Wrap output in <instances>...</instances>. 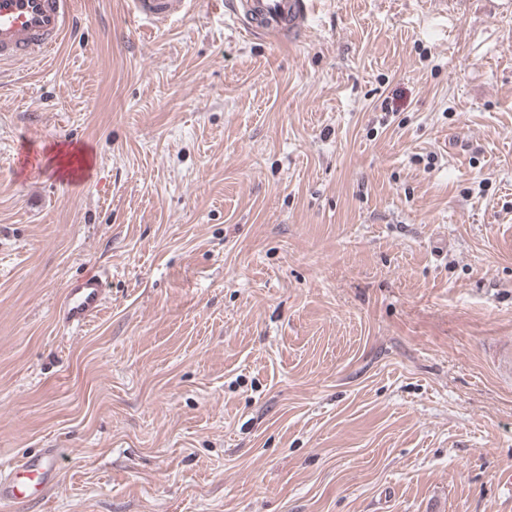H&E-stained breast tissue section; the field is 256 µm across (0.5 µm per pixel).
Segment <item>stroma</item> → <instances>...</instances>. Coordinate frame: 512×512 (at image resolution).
<instances>
[{
    "instance_id": "obj_1",
    "label": "stroma",
    "mask_w": 512,
    "mask_h": 512,
    "mask_svg": "<svg viewBox=\"0 0 512 512\" xmlns=\"http://www.w3.org/2000/svg\"><path fill=\"white\" fill-rule=\"evenodd\" d=\"M77 16L0 78V512H512V0ZM312 0H230L240 28L272 43H299L306 37ZM104 299V280L100 275H86L67 291L60 309L62 320L72 327L84 326L94 317ZM60 449L44 448L26 457L6 474L0 472V502H25L56 482Z\"/></svg>"
}]
</instances>
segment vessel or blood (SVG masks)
<instances>
[{
  "label": "vessel or blood",
  "mask_w": 512,
  "mask_h": 512,
  "mask_svg": "<svg viewBox=\"0 0 512 512\" xmlns=\"http://www.w3.org/2000/svg\"><path fill=\"white\" fill-rule=\"evenodd\" d=\"M134 18L160 28L184 16L192 0H130ZM240 28L272 43H298L308 32L312 0H229ZM74 0H0V65L25 64L51 56L77 29ZM104 299V280L87 275L67 291L60 309L74 327L94 317ZM60 449L46 448L0 475V502H25L51 487Z\"/></svg>",
  "instance_id": "1"
}]
</instances>
